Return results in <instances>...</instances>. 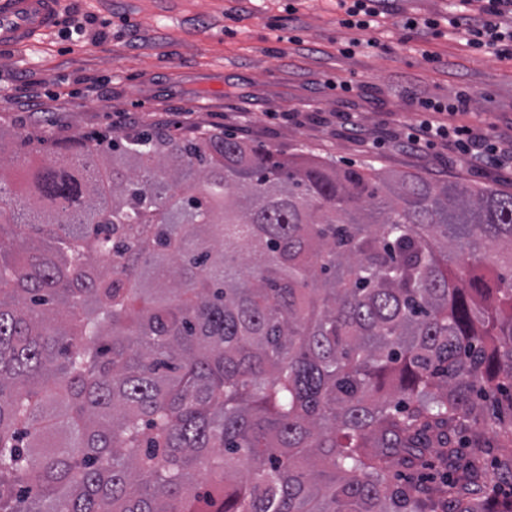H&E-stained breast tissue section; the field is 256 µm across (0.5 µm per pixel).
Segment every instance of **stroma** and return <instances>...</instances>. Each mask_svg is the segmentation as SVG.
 Masks as SVG:
<instances>
[{
  "label": "stroma",
  "mask_w": 512,
  "mask_h": 512,
  "mask_svg": "<svg viewBox=\"0 0 512 512\" xmlns=\"http://www.w3.org/2000/svg\"><path fill=\"white\" fill-rule=\"evenodd\" d=\"M385 8V26L363 32L338 24L334 0H67L66 14L111 27L96 40L56 29L0 49V129L49 150L149 125L187 138L218 129L285 155L303 149L342 166L512 191L511 173L471 170L453 147L416 153L393 141L419 119V97L461 91L469 110L445 122L512 140V60L403 29L445 15L448 0ZM354 39L377 45L342 55ZM343 78L358 86L340 100L332 84ZM340 112L356 115L358 132L339 126Z\"/></svg>",
  "instance_id": "1"
}]
</instances>
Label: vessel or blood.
<instances>
[{
	"label": "vessel or blood",
	"mask_w": 512,
	"mask_h": 512,
	"mask_svg": "<svg viewBox=\"0 0 512 512\" xmlns=\"http://www.w3.org/2000/svg\"><path fill=\"white\" fill-rule=\"evenodd\" d=\"M64 0H0V47H20L58 27Z\"/></svg>",
	"instance_id": "vessel-or-blood-1"
}]
</instances>
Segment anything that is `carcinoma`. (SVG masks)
<instances>
[{
	"instance_id": "obj_1",
	"label": "carcinoma",
	"mask_w": 512,
	"mask_h": 512,
	"mask_svg": "<svg viewBox=\"0 0 512 512\" xmlns=\"http://www.w3.org/2000/svg\"><path fill=\"white\" fill-rule=\"evenodd\" d=\"M0 167V512H512V192L163 127ZM436 453L437 499L394 464Z\"/></svg>"
}]
</instances>
